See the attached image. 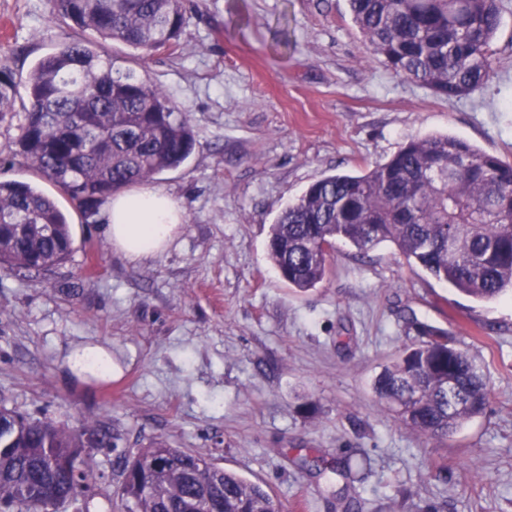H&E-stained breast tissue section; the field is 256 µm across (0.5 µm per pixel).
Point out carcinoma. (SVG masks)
I'll return each mask as SVG.
<instances>
[{
  "mask_svg": "<svg viewBox=\"0 0 512 512\" xmlns=\"http://www.w3.org/2000/svg\"><path fill=\"white\" fill-rule=\"evenodd\" d=\"M366 44L396 78L461 100L481 89L500 0H348ZM51 15L96 40L46 54L28 75L29 104L16 108L12 74L0 69V123L22 117L20 146L34 174L56 185L96 219L116 192L179 168L194 146L187 116L167 94L101 51L120 42L147 55L175 46L187 25L182 0H52ZM390 242L411 265L480 301L512 294V163L451 135L411 138L364 174L336 173L311 183L270 225L268 258L301 291L327 276L339 244L368 251ZM72 252L70 223L29 182L0 181V268L47 272ZM384 368L378 398L399 420L437 440L483 413L487 377L442 332ZM114 448L99 422L78 430L0 403V512H43L69 494L85 512L96 478L82 463L85 436ZM121 512H280L261 484L163 441L124 454Z\"/></svg>",
  "mask_w": 512,
  "mask_h": 512,
  "instance_id": "carcinoma-1",
  "label": "carcinoma"
}]
</instances>
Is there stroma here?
Here are the masks:
<instances>
[{
	"mask_svg": "<svg viewBox=\"0 0 512 512\" xmlns=\"http://www.w3.org/2000/svg\"><path fill=\"white\" fill-rule=\"evenodd\" d=\"M176 49L122 68L188 113L190 158L153 185L185 220L158 258L129 263L103 222L54 184L72 229L67 262L22 280L0 271V401L70 428L104 422L87 512H118L117 456L164 440L266 486L281 512H512V298L478 301L394 245L338 246L316 288L288 287L269 262V227L315 179L364 172L408 138L448 133L512 161V0L491 44L492 77L449 101L391 75L347 0H183ZM49 0H0V67L25 87L35 63L73 41ZM17 124H0V180L37 181ZM453 338L489 380L485 411L436 447L378 402L382 366ZM101 346L108 379H78L71 353Z\"/></svg>",
	"mask_w": 512,
	"mask_h": 512,
	"instance_id": "1",
	"label": "stroma"
}]
</instances>
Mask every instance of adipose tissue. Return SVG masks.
Segmentation results:
<instances>
[{"label": "adipose tissue", "mask_w": 512, "mask_h": 512, "mask_svg": "<svg viewBox=\"0 0 512 512\" xmlns=\"http://www.w3.org/2000/svg\"><path fill=\"white\" fill-rule=\"evenodd\" d=\"M105 232L115 250L132 262L162 255L184 221L176 197L151 185L116 193L104 209Z\"/></svg>", "instance_id": "1"}]
</instances>
